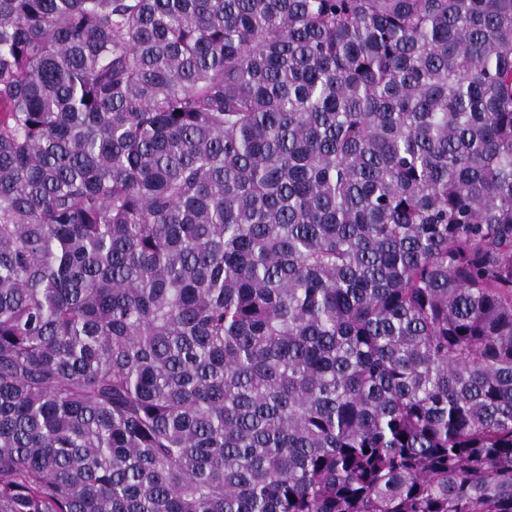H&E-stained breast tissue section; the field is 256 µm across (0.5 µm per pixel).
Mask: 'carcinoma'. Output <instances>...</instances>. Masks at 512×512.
<instances>
[{
    "label": "carcinoma",
    "instance_id": "cac0c4a2",
    "mask_svg": "<svg viewBox=\"0 0 512 512\" xmlns=\"http://www.w3.org/2000/svg\"><path fill=\"white\" fill-rule=\"evenodd\" d=\"M0 512H512V0H0Z\"/></svg>",
    "mask_w": 512,
    "mask_h": 512
}]
</instances>
